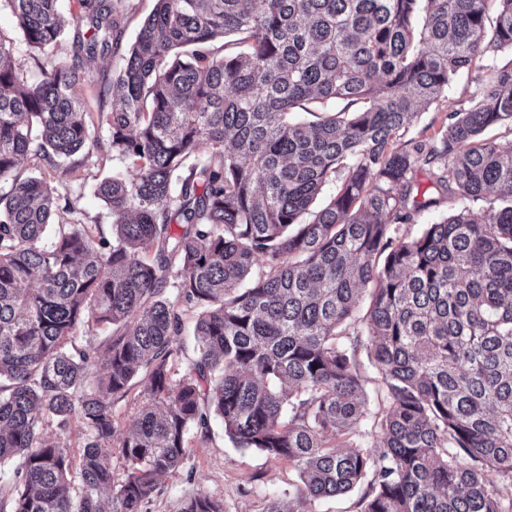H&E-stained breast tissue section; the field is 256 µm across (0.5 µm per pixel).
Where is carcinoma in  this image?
<instances>
[{
    "label": "carcinoma",
    "mask_w": 512,
    "mask_h": 512,
    "mask_svg": "<svg viewBox=\"0 0 512 512\" xmlns=\"http://www.w3.org/2000/svg\"><path fill=\"white\" fill-rule=\"evenodd\" d=\"M77 2L71 21L59 0H9L28 46L68 41L37 83L0 40V463L22 459L0 512H143L213 418L291 463L301 502L364 483L360 512H512V151L485 137L512 125V62L437 139L391 148L455 75L512 49V0L493 21L490 0H157L127 50L121 0ZM124 50L98 90L122 163L98 188L107 238L19 165H83L78 70ZM422 162L438 197L419 202ZM445 199L486 206L400 232ZM179 300L198 318L177 378ZM89 322L105 343H75ZM362 343L384 404L371 448ZM140 376L114 449L112 406Z\"/></svg>",
    "instance_id": "cac0c4a2"
}]
</instances>
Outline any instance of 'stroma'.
<instances>
[{
	"label": "stroma",
	"mask_w": 512,
	"mask_h": 512,
	"mask_svg": "<svg viewBox=\"0 0 512 512\" xmlns=\"http://www.w3.org/2000/svg\"><path fill=\"white\" fill-rule=\"evenodd\" d=\"M0 40L11 43L18 67L30 80H38L40 73L35 65L36 53L24 41L15 23L8 0H0ZM489 71L485 67H472L459 74L448 86L444 97L435 101L413 120L394 141L402 148L417 140H432L448 125L450 115L467 110L479 88L486 82ZM91 137L83 153L87 160L78 170L68 165L39 171L29 162H22L20 170L25 175H43L57 189L58 195L78 199L83 210L82 220L100 225L103 233H110L112 212L96 195L99 182L110 176L116 162L103 155L98 142L108 136L106 126L92 123ZM362 377V397L366 414L359 423L365 447H372L373 416L381 406L378 395L377 375L371 366L365 348L356 353ZM299 483L295 467L285 461H273L265 456L235 447L224 435V425L211 423L209 438L191 436L184 464L177 472L161 478L160 491L144 507V512H178L182 504L201 493L223 501L224 512H267L273 497L293 495Z\"/></svg>",
	"instance_id": "stroma-1"
}]
</instances>
